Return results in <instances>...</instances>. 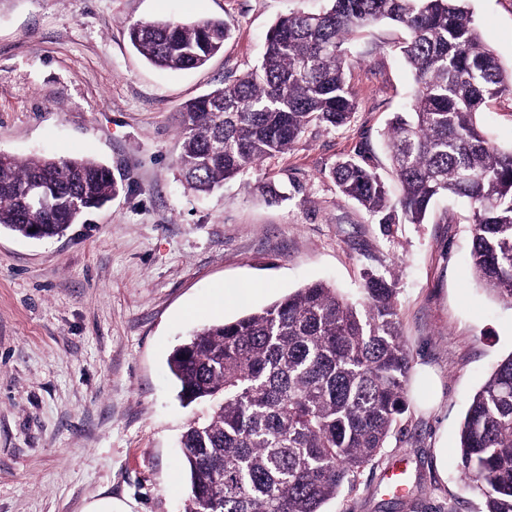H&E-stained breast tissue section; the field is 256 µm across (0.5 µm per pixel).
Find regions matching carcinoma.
<instances>
[{
    "mask_svg": "<svg viewBox=\"0 0 512 512\" xmlns=\"http://www.w3.org/2000/svg\"><path fill=\"white\" fill-rule=\"evenodd\" d=\"M388 22L407 38L390 46L414 72L410 111L385 132L403 195L357 156L330 171L339 196L377 224H421L438 198L468 205L472 268L512 303V149L487 137L479 116L512 96V73L478 31L468 0H328L270 29L258 68L178 111V166L209 193L284 155L311 126L351 122L352 42ZM222 20L145 21L131 45L161 69L190 70L220 52ZM121 185L91 157L0 156V229L60 237ZM392 277L366 275L351 299L323 281L260 310L215 322L171 353L179 397L209 404L182 435L185 512H325L385 448L405 412L410 357L400 340ZM464 476L485 512H512V355L474 394L461 428Z\"/></svg>",
    "mask_w": 512,
    "mask_h": 512,
    "instance_id": "1",
    "label": "carcinoma"
}]
</instances>
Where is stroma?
Instances as JSON below:
<instances>
[{"label": "stroma", "instance_id": "stroma-1", "mask_svg": "<svg viewBox=\"0 0 512 512\" xmlns=\"http://www.w3.org/2000/svg\"><path fill=\"white\" fill-rule=\"evenodd\" d=\"M326 0H0V150L112 167L120 194L64 236L0 230V512H185L180 438L207 404L183 405L168 367L194 329L230 320L312 280L358 294L367 273L395 279L412 365L440 397L409 382L407 410L381 457L326 512H484L467 488L459 438L474 394L512 355V304L473 277L467 207L437 200L421 224H376L342 199L330 171L359 155L394 184L383 133L414 86L380 23L354 42L357 111L310 128L287 154L208 195L179 167L183 103L255 69L281 17ZM484 42L512 69V0H469ZM221 19L224 49L169 71L130 44L139 21ZM267 181L277 204L255 193ZM251 289L243 301L217 295ZM405 472L403 497L385 477Z\"/></svg>", "mask_w": 512, "mask_h": 512}]
</instances>
